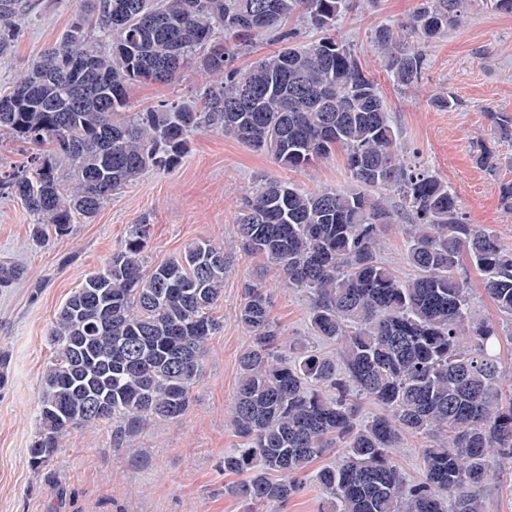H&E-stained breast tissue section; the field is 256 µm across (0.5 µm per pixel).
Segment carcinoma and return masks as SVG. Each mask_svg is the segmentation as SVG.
Masks as SVG:
<instances>
[{"label": "carcinoma", "instance_id": "carcinoma-1", "mask_svg": "<svg viewBox=\"0 0 512 512\" xmlns=\"http://www.w3.org/2000/svg\"><path fill=\"white\" fill-rule=\"evenodd\" d=\"M358 0H84L26 72L0 90V140L35 145L29 165L0 170V195L33 216L32 240L69 234L150 168L176 165L208 129L261 151L288 170L338 148L348 188L271 180L246 191L233 245L195 242L154 267L149 225L128 238L57 313L43 371L31 467H47L79 427L112 426V444L146 422H179L220 328L235 247L260 256L310 298L314 335L332 355L285 346L261 280L244 284L238 320L249 332L230 426L241 447L224 470L246 475L227 492L285 505L328 450L339 460L315 475L332 512H484L482 491L512 463V386L503 384L500 334L476 316L468 273L512 325V246L467 223L454 191L402 153L378 83L336 29ZM467 0H418L400 26L371 43L393 81L419 83L432 40L461 25ZM28 0H0V56ZM320 37L304 41L292 21ZM281 48L246 69L233 63L255 34ZM211 78L199 100L126 111L137 81L171 82L193 60ZM495 137L512 142V115L491 112ZM404 237L402 279L382 258ZM106 400L100 415L61 422L78 399ZM382 413L359 419L361 400ZM422 440L409 477L394 449Z\"/></svg>", "mask_w": 512, "mask_h": 512}]
</instances>
